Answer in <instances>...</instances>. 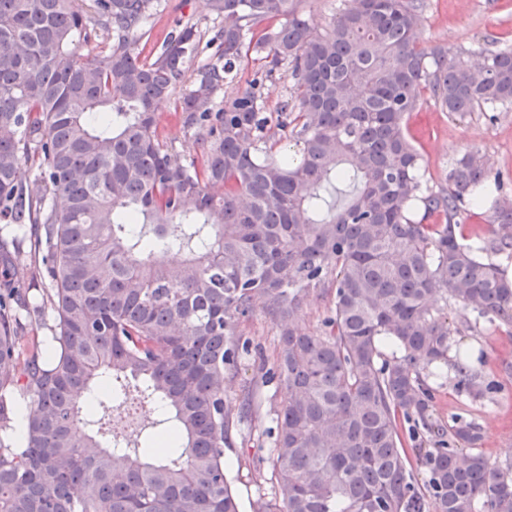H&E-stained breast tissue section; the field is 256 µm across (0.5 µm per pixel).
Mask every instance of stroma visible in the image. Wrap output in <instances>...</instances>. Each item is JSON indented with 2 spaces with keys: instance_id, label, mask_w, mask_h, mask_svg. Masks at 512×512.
Listing matches in <instances>:
<instances>
[{
  "instance_id": "1",
  "label": "stroma",
  "mask_w": 512,
  "mask_h": 512,
  "mask_svg": "<svg viewBox=\"0 0 512 512\" xmlns=\"http://www.w3.org/2000/svg\"><path fill=\"white\" fill-rule=\"evenodd\" d=\"M422 3L420 34L424 46L475 49L493 41L512 45V0ZM188 22L195 24L206 40L214 37L219 28L209 0H159L146 35L136 44L138 52L149 55L168 32ZM406 132L422 157L420 177L427 186L444 185L455 160L479 142L483 145L486 167L493 172H505L504 190L512 195V110L498 113L493 121L480 112L451 116L427 97L421 108L407 118ZM157 133L160 141L183 162L197 159L195 140L183 129L173 104L159 109ZM447 313L451 349L447 364L426 377L432 393L427 415L446 430L459 418L474 422L482 435L480 452L491 463L512 465V332L486 324L477 330L466 328L461 310L453 304L448 305ZM464 372L478 376L484 383L495 384L496 392L472 399L459 384ZM268 455V447L259 446L255 439L239 441L225 449L224 457L231 468L258 471L255 479L237 484L241 501L269 488Z\"/></svg>"
}]
</instances>
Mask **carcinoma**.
<instances>
[{
  "label": "carcinoma",
  "instance_id": "obj_1",
  "mask_svg": "<svg viewBox=\"0 0 512 512\" xmlns=\"http://www.w3.org/2000/svg\"><path fill=\"white\" fill-rule=\"evenodd\" d=\"M92 2L90 18L83 0H0V223L42 253L25 264L0 241V512H242L224 449L274 383L288 400L262 432L273 493L251 512H512V466L456 447L479 442L473 423L424 455V493L399 432L426 420L423 374L448 361L433 295L512 329V280L481 256L512 260L501 174L470 150L445 187L423 186L405 118L424 92L450 115L508 111L512 48L421 47L420 0H343L324 27L296 0H210L215 58L175 103L200 154L185 165L156 116L200 32L176 29L148 61L135 45L158 0ZM93 23L108 43L84 57ZM248 50L266 69L230 92ZM282 65L290 98L269 112ZM284 139L299 153L273 158ZM465 204L491 238L460 241ZM170 249L180 263L158 258ZM29 276L50 287L43 346L26 342L41 315ZM312 290L329 301L316 332L294 322ZM258 307L275 358L232 398L224 382L252 353L239 325ZM131 399L168 415L124 433L113 416ZM173 434L181 447H143ZM293 80L288 70V66H281L271 81L266 82L264 96L267 106L270 109L275 108L279 102L286 98L291 92Z\"/></svg>",
  "mask_w": 512,
  "mask_h": 512
}]
</instances>
